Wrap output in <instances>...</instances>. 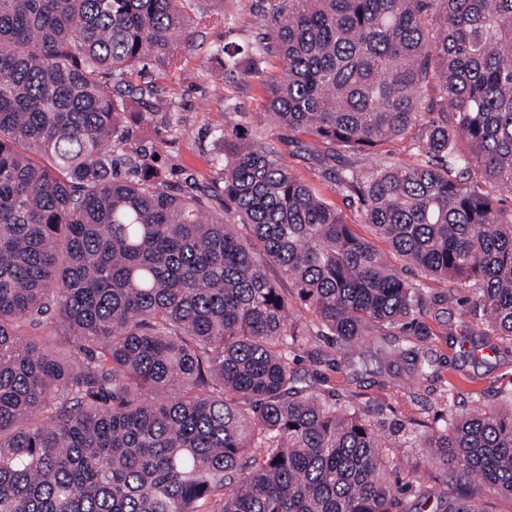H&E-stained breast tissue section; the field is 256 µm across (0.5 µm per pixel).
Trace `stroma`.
<instances>
[{
    "instance_id": "35a3bbf8",
    "label": "stroma",
    "mask_w": 512,
    "mask_h": 512,
    "mask_svg": "<svg viewBox=\"0 0 512 512\" xmlns=\"http://www.w3.org/2000/svg\"><path fill=\"white\" fill-rule=\"evenodd\" d=\"M269 4L270 0H224L223 12L214 11L195 19L176 50L175 65L149 66L140 80L153 97L171 101L173 110L166 118L137 122V146L157 157L172 182L195 183L216 208L223 196L221 185L213 181L211 167L219 149L215 136L227 122L249 119L265 111L266 105L259 83L247 67L225 74L213 55L226 44L243 49L266 44V30L259 26L258 19ZM228 14L234 16L233 24H225ZM260 131L262 138L283 154L295 176L348 220H357V198L337 192L332 171L303 150L298 135L268 123L261 124ZM428 293L435 301L420 314L421 321L432 331L422 343L424 350L443 360L445 378L461 391H484L486 403L497 404L500 392L512 390V348L486 354L476 361H461L457 337L475 331L464 314V298L459 293L449 294L447 283L438 281L429 282ZM392 346V337L381 336L376 342L363 345L349 359L315 337L301 352L294 368L304 384L331 391L373 411L380 408L379 384H387L396 402H413L418 419L431 420L443 406L442 389L412 383L407 376V361L386 356V349ZM386 434L396 447L398 476L437 475L438 470L428 462L424 449L413 447L412 434L391 428Z\"/></svg>"
}]
</instances>
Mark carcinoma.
I'll list each match as a JSON object with an SVG mask.
<instances>
[{"label": "carcinoma", "instance_id": "carcinoma-1", "mask_svg": "<svg viewBox=\"0 0 512 512\" xmlns=\"http://www.w3.org/2000/svg\"><path fill=\"white\" fill-rule=\"evenodd\" d=\"M209 4L0 0V512H486L472 475L512 498V404L402 415L462 479L450 499L395 478L383 422L293 368L313 336L352 354L401 334L412 380L443 381L417 348L430 328L407 333L430 279L512 347V0H272L260 18L285 66L247 53L262 118L327 166L352 157L336 190L387 252L236 124L221 213L136 146L133 82ZM215 59L232 74L241 50ZM405 137L410 160L357 165Z\"/></svg>", "mask_w": 512, "mask_h": 512}]
</instances>
